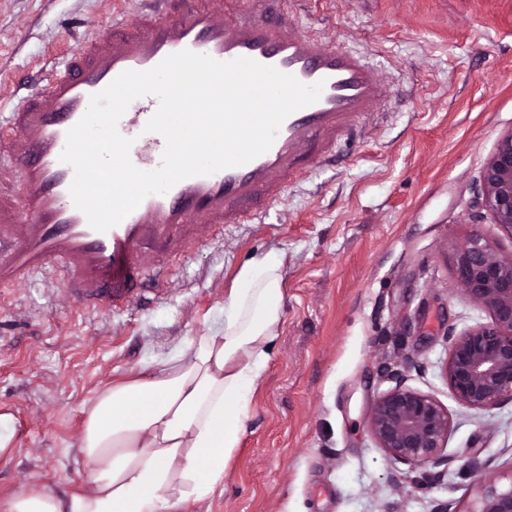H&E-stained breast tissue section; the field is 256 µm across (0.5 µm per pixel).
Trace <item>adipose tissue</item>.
I'll use <instances>...</instances> for the list:
<instances>
[{
  "label": "adipose tissue",
  "instance_id": "adipose-tissue-1",
  "mask_svg": "<svg viewBox=\"0 0 512 512\" xmlns=\"http://www.w3.org/2000/svg\"><path fill=\"white\" fill-rule=\"evenodd\" d=\"M285 254L245 264L223 327L195 337L150 379L101 389L85 410L80 451L90 489L19 490L0 512H189L222 486L242 422L278 336Z\"/></svg>",
  "mask_w": 512,
  "mask_h": 512
}]
</instances>
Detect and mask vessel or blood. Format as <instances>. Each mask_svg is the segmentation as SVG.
Masks as SVG:
<instances>
[{
	"label": "vessel or blood",
	"instance_id": "b4317fda",
	"mask_svg": "<svg viewBox=\"0 0 512 512\" xmlns=\"http://www.w3.org/2000/svg\"><path fill=\"white\" fill-rule=\"evenodd\" d=\"M138 2L133 13L113 14L109 32L89 29L44 86L21 96L0 120L1 287L55 268L77 304L128 306L143 278L164 285L168 264L217 227L244 223L248 208L280 203L289 185L325 163L337 140L364 127L387 95L376 63L305 33L282 10L283 0ZM185 49L222 62L250 58L323 90L285 118L265 153L149 195L119 225L96 231L69 194L74 171L59 160L66 134L91 95L119 74L149 70ZM158 105L155 96L139 98L118 122L133 141L132 163L146 171L160 166L165 147L160 134L145 129Z\"/></svg>",
	"mask_w": 512,
	"mask_h": 512
}]
</instances>
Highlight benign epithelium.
<instances>
[{"label":"benign epithelium","instance_id":"7a95c632","mask_svg":"<svg viewBox=\"0 0 512 512\" xmlns=\"http://www.w3.org/2000/svg\"><path fill=\"white\" fill-rule=\"evenodd\" d=\"M481 209L512 241V130L498 141L476 184ZM453 271L460 292L484 307L491 321L460 333L450 329L445 376L453 397L470 409L486 410L512 401V250L504 251L474 235L453 247ZM395 386L373 403L368 428L389 457L401 463L446 465L443 454L451 419L448 408L434 397ZM482 489L470 512H512V487L496 486L497 472L481 475Z\"/></svg>","mask_w":512,"mask_h":512}]
</instances>
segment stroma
<instances>
[{
	"mask_svg": "<svg viewBox=\"0 0 512 512\" xmlns=\"http://www.w3.org/2000/svg\"><path fill=\"white\" fill-rule=\"evenodd\" d=\"M123 0H0V111ZM303 28L382 68L374 128L342 137L334 161L289 187L256 223L196 246L163 295L123 311L65 298L58 276L0 287V412L16 450L0 500L22 488H88L79 451L98 390L162 369L224 324L240 268L284 251L279 335L227 464L224 489L191 512H468L486 468L512 485V402L460 405L444 377L448 327L490 320L461 295L453 247L473 235L512 247L479 219L473 184L512 130V0H300ZM406 386L447 407L449 464L391 459L368 430L374 401Z\"/></svg>",
	"mask_w": 512,
	"mask_h": 512,
	"instance_id": "stroma-1",
	"label": "stroma"
}]
</instances>
